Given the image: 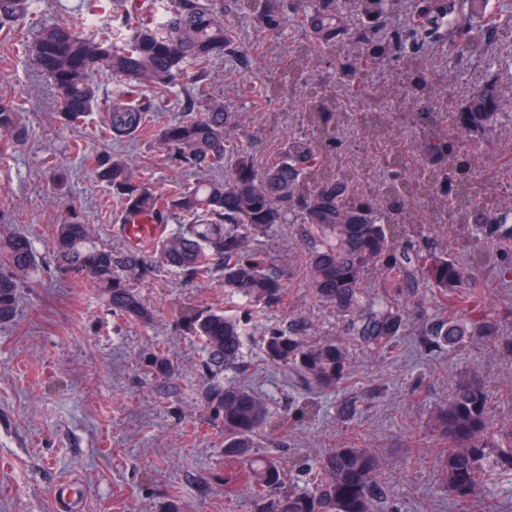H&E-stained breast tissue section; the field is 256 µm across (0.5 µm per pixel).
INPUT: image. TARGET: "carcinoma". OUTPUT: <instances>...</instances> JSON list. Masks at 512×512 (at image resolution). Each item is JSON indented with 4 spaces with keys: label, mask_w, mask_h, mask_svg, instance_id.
Listing matches in <instances>:
<instances>
[{
    "label": "carcinoma",
    "mask_w": 512,
    "mask_h": 512,
    "mask_svg": "<svg viewBox=\"0 0 512 512\" xmlns=\"http://www.w3.org/2000/svg\"><path fill=\"white\" fill-rule=\"evenodd\" d=\"M39 0H0V31L10 32ZM361 26L354 35L361 52L337 51L343 39L339 0H232L231 8L252 13L271 33L290 20L307 22L311 42L299 46L288 66V78L307 67L314 52H336V84L363 88L372 66L425 47L448 45V68L440 75L450 84L460 79L463 60L483 59L499 25L512 21L505 5L489 10V0H415L414 20L374 40L393 12L396 0H354ZM153 0H128L123 23L130 35L114 42L112 32L79 29L67 20L48 26L28 48L40 71L54 84L58 114L76 125L98 107L95 73L107 68L123 80V88L105 104L100 132L111 140L142 136L149 128L154 97L188 79V99L204 100L202 109L184 108L163 125L158 144L165 160L194 173L191 183H178L159 193L144 172L107 156L95 159L97 179L121 204V223L150 218L164 231L138 246L112 250L97 244L88 225L73 216L55 225L52 252L57 268L98 285L112 314L147 324L151 311L136 288L159 263L200 287L214 277L224 281V308H187L181 315L186 334L196 338L207 383L201 402L209 421L224 430V489L249 496L252 512H399L378 480L380 460L370 448H330L312 466L314 481L288 487L279 458L255 451V437L278 431L316 410L313 402L297 416H283L243 385L224 383V372L244 368L247 326L261 313L285 304L283 275L268 267L254 242L277 224H294L304 244L302 270L310 294L336 309V334L316 342L307 339L303 319L288 327H268L262 348L268 360L288 366L318 389L344 383L355 347L384 354L394 349L411 324L420 351L453 353L467 336L480 337L487 349L512 353V337L502 318L487 314L480 295L488 280L484 265L488 240L512 243V204L502 200L494 181L474 175L476 155L466 149L488 140L512 113L502 111L488 85L466 100H448L447 112L435 120L420 144L419 156L395 149L386 158L378 198L350 192L345 177L329 168L324 155L343 143L336 139L334 114L348 104L323 93L306 113L307 132L292 139L278 160L260 172L250 154L238 146L235 117L210 93L209 64L237 51L224 27V0H172L167 15L153 17ZM404 93L432 110V80L416 67L406 72ZM28 129L22 111L10 98H0V150L23 142ZM441 204V217L457 218L470 230L467 261L437 248L426 227L409 233L404 221L416 201ZM176 223L168 230L170 223ZM8 270L0 272V322L14 318L21 278L37 265L29 236L15 232L0 240ZM503 285L512 282V257L502 256L491 268ZM380 274L379 286L366 282ZM458 309L446 317L430 315L426 291ZM143 370L167 378L173 362L149 350L139 357ZM448 437L438 456L443 485L458 512L476 503L495 512L491 476H512V424L491 413V397L475 375L462 377L448 403L436 411Z\"/></svg>",
    "instance_id": "cac0c4a2"
}]
</instances>
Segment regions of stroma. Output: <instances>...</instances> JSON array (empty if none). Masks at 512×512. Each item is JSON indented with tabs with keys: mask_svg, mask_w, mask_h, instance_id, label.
Segmentation results:
<instances>
[{
	"mask_svg": "<svg viewBox=\"0 0 512 512\" xmlns=\"http://www.w3.org/2000/svg\"><path fill=\"white\" fill-rule=\"evenodd\" d=\"M74 6V0H43L8 37L0 36V97L20 105L29 128L24 143L0 153V237L27 233L39 263L38 272L21 283L15 319L0 324V512H162L174 498L183 512H251L245 494H227L213 481L224 471V432L208 420L201 402L207 383L199 369L201 351L179 321L189 305L223 307V281L199 288L157 266L138 284L154 312L145 326L114 317L91 280L56 268L52 229L72 213L89 224L99 244L125 245L119 205L97 180L91 157L109 154L147 168L152 187L161 192L188 176L160 164L153 140L119 145L104 139L97 132L100 112H91L80 127L57 118L55 91L25 46L63 18L84 27L86 19ZM224 22L240 54L212 61L215 94L226 111L238 113V137L257 169L267 168L290 139L304 135L311 94L320 89L362 111L370 109L372 97L389 102L382 133L352 124L347 113L334 119L343 148L329 154L328 163L355 192H373L387 151L413 150L423 140L424 128L410 123L414 107L394 92L393 79L416 66L442 72L447 52L380 62L368 94L357 95L336 85L325 51L296 80H287L291 56L309 40L304 22L277 35L260 29L246 12L225 10ZM462 72L458 86L436 85L438 107L452 96L466 99L492 79L505 111L512 112V24L498 29L485 61L463 64ZM477 150L496 181L512 182L511 126ZM48 155L55 157L59 174L41 167ZM260 246L283 272L288 299L250 325L254 341L244 350L247 369L226 372L224 379L249 387L279 413L307 399L318 407L305 421L260 432L259 451L276 453L288 483L302 486L309 480L302 461L337 446L371 448L381 460L380 482L401 512H457L440 487L437 454L448 441L431 410L448 399L462 376L474 373L491 393L496 418L512 422V400L501 394L512 384V356L487 350L475 337L455 354L424 355L408 336L384 356L352 350L348 378L338 388L306 387L296 371L268 361L256 339L267 326L300 317L311 325L310 340H319L335 333L336 312L304 284L303 247L293 225H276ZM149 347L172 360L171 377L158 379L141 368L138 357ZM374 388L379 396L362 404L355 417L338 419L348 392L363 395Z\"/></svg>",
	"mask_w": 512,
	"mask_h": 512,
	"instance_id": "35a3bbf8",
	"label": "stroma"
}]
</instances>
